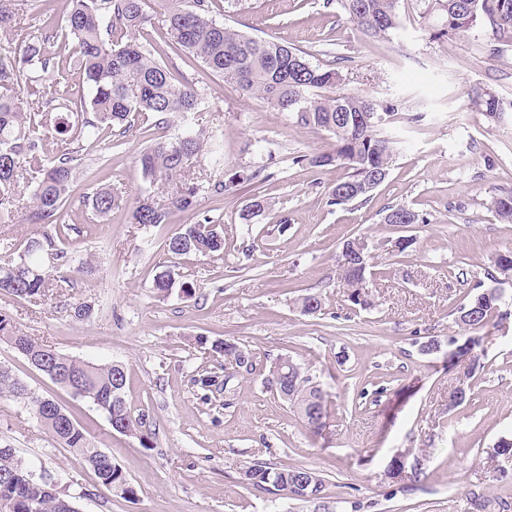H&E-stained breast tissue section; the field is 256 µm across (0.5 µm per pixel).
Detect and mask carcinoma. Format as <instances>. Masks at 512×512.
Instances as JSON below:
<instances>
[{
  "mask_svg": "<svg viewBox=\"0 0 512 512\" xmlns=\"http://www.w3.org/2000/svg\"><path fill=\"white\" fill-rule=\"evenodd\" d=\"M214 0H61L58 13L44 14L39 27L26 23L35 0H10L0 4V35L14 46L0 52V218L12 209L19 189L28 194L25 210L31 224L46 223L61 213L75 179L78 153L98 148L107 130L112 145L126 143L132 131L130 116L151 113L159 119L200 111L202 98L196 89L178 80L173 70L153 57L148 44L137 34L151 21L146 11L155 13L171 44L205 68L236 83L240 92L261 100L279 112H292L300 126H314L332 139L327 150L309 158L315 167L341 166L347 176L336 181L330 191L332 204L363 201L368 186L379 185L389 175L394 156L393 141L379 133L381 122L356 123L354 117L368 112L389 113L379 101L359 93L336 92L339 73L307 59V53L275 39H258L218 22L211 15ZM347 19L368 38L383 39L399 25L398 0H339ZM438 16L434 29L438 39L460 36L474 23L484 21L497 41L512 39V0H428L425 21ZM71 42V52L57 50L59 37ZM69 101L81 113H90L81 124L67 117L51 127L36 121L44 98ZM51 130L54 137L71 150L47 162L39 154V141ZM208 159V184L216 191L250 185L261 171L251 170L224 178L221 139L213 132L188 131L169 141L154 143L139 157L142 177L152 186L162 185L181 175L194 157ZM201 185L193 182L160 200L141 196L131 210V222L143 227L167 224L173 213L195 207ZM92 209L104 217L112 211L114 199L107 189L91 196ZM267 202L258 196L242 209L241 220L251 226L261 216ZM489 210L499 220L512 222V194L494 197ZM74 230L70 224H53L40 235L25 240L17 256L0 257V294L36 301L47 296L51 274L58 281L69 278L62 270L67 254L56 247ZM362 239L344 242L338 261L340 282L348 298L360 303L359 292L366 279V257L359 254ZM175 257L207 256L224 250V234L217 220L205 214L164 242ZM158 293L175 288L185 295L193 287L182 279L171 281L163 272L154 281ZM503 295L485 289L452 314L468 336L452 337L451 355L470 360V370L481 368L485 357L481 331L494 317H504ZM0 341L21 346L24 355L47 361L59 383L79 381L72 396L101 410L112 430L133 435L143 446L150 437L143 422L132 418L126 405L124 364H96L63 354L46 342L25 334L11 320L0 315ZM211 353L224 364L248 374L256 369L252 355L234 343L215 340ZM265 384L270 392L288 403L306 421L318 428L323 416L324 393L300 364L279 360L269 368ZM0 397L26 404L40 426L70 453L89 466L112 494L130 499L134 489L112 456L98 448L70 413L57 400H48L28 390L11 370L0 367ZM244 481L268 494L283 493L307 501L317 498L325 482L305 467L273 468L255 460L246 466ZM490 500L470 490L465 494V512H488ZM0 512H76V505L62 497L55 486L36 476L32 465L17 457L13 448L0 447Z\"/></svg>",
  "mask_w": 512,
  "mask_h": 512,
  "instance_id": "cac0c4a2",
  "label": "carcinoma"
}]
</instances>
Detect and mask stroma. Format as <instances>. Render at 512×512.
Masks as SVG:
<instances>
[{"label": "stroma", "instance_id": "obj_1", "mask_svg": "<svg viewBox=\"0 0 512 512\" xmlns=\"http://www.w3.org/2000/svg\"><path fill=\"white\" fill-rule=\"evenodd\" d=\"M425 8V0H399L397 29L376 40L347 21L337 0L213 6L225 25L338 70L340 91L392 105L382 126L396 148L390 174L366 201L348 205L330 202L346 168L307 161L328 148L326 132L242 97L174 48L158 24L146 25L155 58L198 89L201 111L161 125L135 116L125 144L105 142L83 155L64 206L77 231L62 247L81 254L87 272L35 302L0 294V313L28 335L84 361L125 363L127 406L153 432L145 445L113 432L102 412L71 400L0 342V365L66 404L135 490L131 499L114 496L28 408L0 398V443L57 481L79 512H464L462 494L472 489L494 502L512 498V470L500 472L489 457L512 437V314L485 328L486 366L475 376L467 374L468 359L420 351L431 337H463L453 308L493 257L512 250V223L488 208L492 197L512 193V42L489 43L478 26L435 39L421 18ZM484 91L499 98V116L475 104ZM201 127L220 134L225 172L257 168L259 181L219 195L200 191L195 210L173 214L170 223L133 224L131 208L148 189L137 155ZM102 187L115 198L105 219L82 200ZM256 194L268 207L248 229L239 214ZM398 206L415 211L418 223H385ZM203 212L222 223L223 252L168 254L165 240ZM405 234L415 244L388 252ZM355 236L371 242L375 269L360 305L348 300L336 274L342 244ZM173 265L193 284V296L155 293L156 276ZM308 293L322 299L313 316L297 307ZM79 302L92 306L89 319L69 316L68 305ZM203 337L236 343L253 355L256 372L225 381L224 360L201 347ZM285 356L309 369L326 393L320 433L263 383L271 363ZM208 376L213 386H202ZM466 379L471 396L454 404V389ZM399 454L416 465V480L387 477ZM257 459L308 467L325 489L310 501L256 491L243 468Z\"/></svg>", "mask_w": 512, "mask_h": 512}]
</instances>
